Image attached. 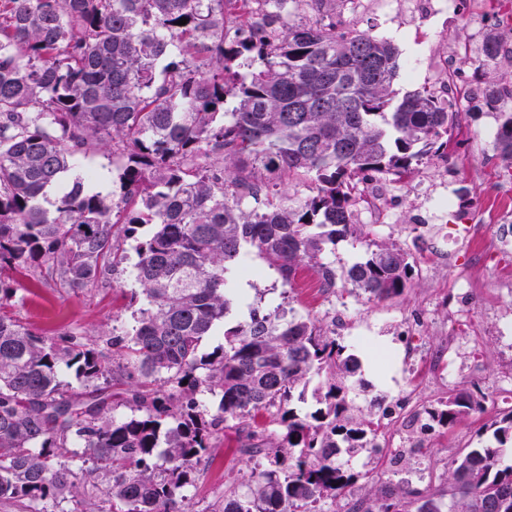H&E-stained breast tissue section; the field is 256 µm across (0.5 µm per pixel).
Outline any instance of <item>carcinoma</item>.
<instances>
[{"mask_svg": "<svg viewBox=\"0 0 512 512\" xmlns=\"http://www.w3.org/2000/svg\"><path fill=\"white\" fill-rule=\"evenodd\" d=\"M344 2L0 0V502L47 512L78 501L77 456L103 482L99 512H185L211 440L230 428L267 464L250 470L246 492L224 491V512H321L362 476L333 449L378 452L374 422L349 397L372 384L334 333L278 305L201 350L232 312L227 285L245 255L288 286L310 266L333 292L323 255L362 232L360 183H405L456 153V100L399 95L398 48L340 29ZM511 56L505 34L486 29L470 80L480 109L496 114L494 155L510 167L512 80L491 72ZM99 153L112 157L110 193L78 166ZM302 178L314 188L293 205L290 182ZM122 237L137 242L139 291L134 325L107 340L119 362L4 311L19 274L74 290L125 270ZM415 268L384 243L346 269L344 285L393 299ZM123 372L130 414L118 419L112 380ZM321 374L319 408L302 416L294 403ZM205 391L220 394L213 414L198 401ZM484 409L480 391L462 388L425 412L452 427ZM488 431L436 490L410 501L381 493L360 512H512V411Z\"/></svg>", "mask_w": 512, "mask_h": 512, "instance_id": "cac0c4a2", "label": "carcinoma"}]
</instances>
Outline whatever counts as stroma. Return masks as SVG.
Wrapping results in <instances>:
<instances>
[{
    "label": "stroma",
    "instance_id": "35a3bbf8",
    "mask_svg": "<svg viewBox=\"0 0 512 512\" xmlns=\"http://www.w3.org/2000/svg\"><path fill=\"white\" fill-rule=\"evenodd\" d=\"M510 15L512 0H460L457 11L421 22L402 17L392 8L345 13L341 21L394 40L402 66L396 88L405 93L431 86L429 57L445 58L452 49L474 56L484 26ZM473 124L479 133L470 137L467 150L454 164L434 160L419 166L408 183H390L394 222L376 224L365 213H358L362 235L338 242L327 256L342 272L375 245L398 243L420 261L411 288L400 297L378 302L341 287L331 295L324 292L310 268L302 270L293 285L285 286L276 271L254 254L248 260L263 268L262 278L230 283L236 297L232 321L246 318L251 306L266 307L283 300L295 313L335 332L349 352L359 356L365 379L383 394L384 401L374 408L362 396L355 404L363 416L379 421L382 436L397 432L396 422L388 415L397 404L420 411L452 388H477L486 395L483 417L436 428L418 460L424 471L420 479L406 481L403 469L389 455H379L372 479H358L345 496L323 502L324 512H346L351 500L381 492L405 500L413 490L437 487L459 453L477 446L483 420L512 411V267H504L494 249L475 254L457 219L426 227L418 205L420 197H435L449 184L461 188V203L469 215L480 216L486 209L512 211V187L505 185L512 171L491 150L497 123L493 115L484 113ZM426 255L432 258L427 265L421 262ZM137 289L127 271L105 275L99 283L74 291L31 271L18 279L12 311L25 327L41 336L56 340L75 333L108 356L112 350L105 344L106 334L134 323L129 303ZM430 350L445 353L448 359V376L437 383L420 381L415 375L417 353ZM253 464L241 452L235 431L219 432L194 486L187 491V512H222L225 487L243 483Z\"/></svg>",
    "mask_w": 512,
    "mask_h": 512
}]
</instances>
